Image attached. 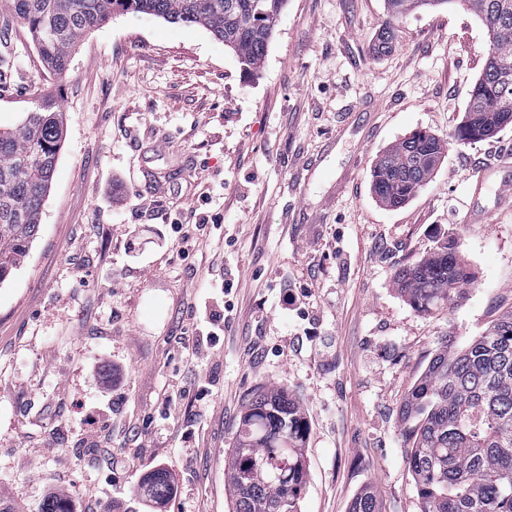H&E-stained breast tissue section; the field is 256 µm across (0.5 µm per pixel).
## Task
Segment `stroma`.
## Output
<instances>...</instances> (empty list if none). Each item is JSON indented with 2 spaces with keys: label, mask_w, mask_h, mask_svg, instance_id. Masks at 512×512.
<instances>
[{
  "label": "stroma",
  "mask_w": 512,
  "mask_h": 512,
  "mask_svg": "<svg viewBox=\"0 0 512 512\" xmlns=\"http://www.w3.org/2000/svg\"><path fill=\"white\" fill-rule=\"evenodd\" d=\"M394 49L372 53L386 22ZM488 33L459 0L391 19L385 0H288L265 62L244 69L203 27L117 13L58 78L0 11V128L56 93L65 140L29 256L0 283V512H41L50 491L142 512L166 470L162 512H231L224 455L246 396L286 388L309 423L302 512H420L399 408L444 345L512 311V210L499 209L512 125L453 141ZM422 131L449 141L432 180L390 209L371 166ZM161 209L219 215L190 255L126 236ZM490 213L466 224L468 209ZM455 245L476 281L448 308L414 311L392 280ZM297 295L285 305L287 295ZM224 311L207 354L187 351L201 309ZM122 368L108 455L83 446L98 354ZM142 489L144 494L155 502L166 501L172 493L168 475L163 471L149 474L143 481Z\"/></svg>",
  "instance_id": "obj_1"
}]
</instances>
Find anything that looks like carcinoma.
I'll return each mask as SVG.
<instances>
[{"label": "carcinoma", "mask_w": 512, "mask_h": 512, "mask_svg": "<svg viewBox=\"0 0 512 512\" xmlns=\"http://www.w3.org/2000/svg\"><path fill=\"white\" fill-rule=\"evenodd\" d=\"M398 18L449 0H386ZM487 27L490 50L469 99L457 139L475 143L503 128L512 114V0H460ZM287 0H0L26 28L44 63L69 71L82 38L116 12L141 13L171 23L196 24L224 42L247 70L264 63L275 21ZM396 28L377 35L375 51L392 49ZM64 138L53 92L10 129L0 130V282L28 256L38 238L47 193ZM446 144L415 132L378 155L371 170L375 198L390 208L406 204L429 183ZM475 282L465 256L443 244L395 274L394 286L417 312L452 304ZM405 461L420 512H512V312L461 348L443 347L400 406ZM308 423L284 387H259L242 407L233 447L224 455V485L232 512H301L307 481ZM146 496L166 501L172 486L163 471L142 484ZM349 512H378L372 492H361Z\"/></svg>", "instance_id": "1"}]
</instances>
